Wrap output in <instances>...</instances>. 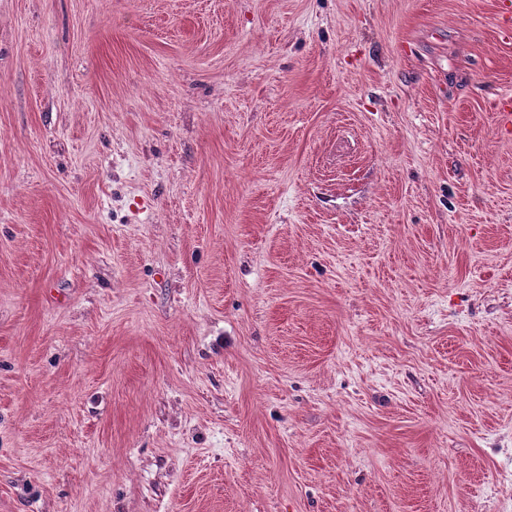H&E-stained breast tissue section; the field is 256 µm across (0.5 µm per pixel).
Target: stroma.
<instances>
[{"mask_svg":"<svg viewBox=\"0 0 512 512\" xmlns=\"http://www.w3.org/2000/svg\"><path fill=\"white\" fill-rule=\"evenodd\" d=\"M500 0H0V512H512Z\"/></svg>","mask_w":512,"mask_h":512,"instance_id":"35a3bbf8","label":"stroma"}]
</instances>
